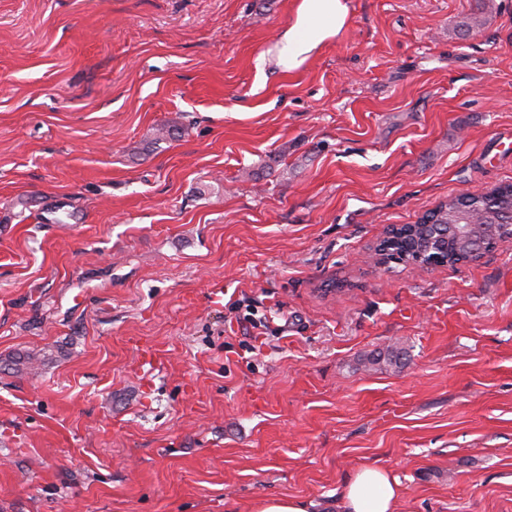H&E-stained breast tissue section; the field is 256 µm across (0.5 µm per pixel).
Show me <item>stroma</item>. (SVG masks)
Returning <instances> with one entry per match:
<instances>
[{
	"label": "stroma",
	"mask_w": 512,
	"mask_h": 512,
	"mask_svg": "<svg viewBox=\"0 0 512 512\" xmlns=\"http://www.w3.org/2000/svg\"><path fill=\"white\" fill-rule=\"evenodd\" d=\"M346 2L276 74L294 0H0V512H512V243L370 258L512 183V0ZM401 483L386 469L361 466L348 480L343 491L344 512H396ZM313 503L293 497H272L258 501L253 512H308Z\"/></svg>",
	"instance_id": "35a3bbf8"
}]
</instances>
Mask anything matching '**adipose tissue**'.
I'll return each instance as SVG.
<instances>
[{
    "label": "adipose tissue",
    "instance_id": "adipose-tissue-1",
    "mask_svg": "<svg viewBox=\"0 0 512 512\" xmlns=\"http://www.w3.org/2000/svg\"><path fill=\"white\" fill-rule=\"evenodd\" d=\"M345 0H297L288 26L267 55L279 71L300 68L320 45L336 38L346 24ZM401 483L386 469L366 464L348 480L343 512H396Z\"/></svg>",
    "mask_w": 512,
    "mask_h": 512
}]
</instances>
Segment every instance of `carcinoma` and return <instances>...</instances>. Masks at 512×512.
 Returning <instances> with one entry per match:
<instances>
[{
	"label": "carcinoma",
	"instance_id": "1",
	"mask_svg": "<svg viewBox=\"0 0 512 512\" xmlns=\"http://www.w3.org/2000/svg\"><path fill=\"white\" fill-rule=\"evenodd\" d=\"M460 213L471 216L478 223L496 225L494 236L500 240L512 238V184L500 185L486 196L451 197L423 215L417 223L387 232L373 249L376 264L427 263L430 256L425 244L430 239L439 238L444 243V248L439 250L442 262L456 265L461 260L462 249L449 225Z\"/></svg>",
	"mask_w": 512,
	"mask_h": 512
}]
</instances>
